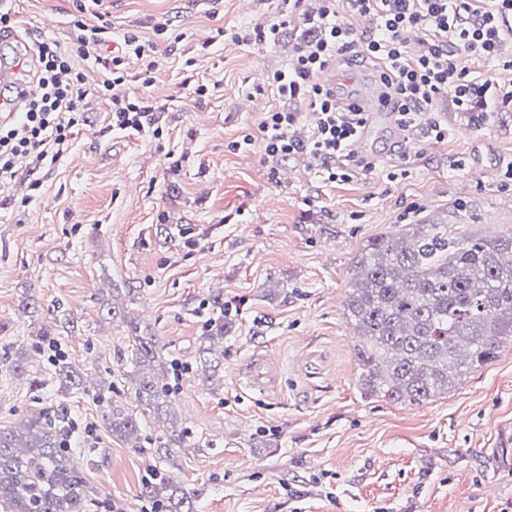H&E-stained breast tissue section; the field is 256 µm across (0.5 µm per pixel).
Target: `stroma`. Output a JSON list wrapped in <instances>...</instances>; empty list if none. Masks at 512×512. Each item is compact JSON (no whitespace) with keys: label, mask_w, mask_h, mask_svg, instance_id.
<instances>
[{"label":"stroma","mask_w":512,"mask_h":512,"mask_svg":"<svg viewBox=\"0 0 512 512\" xmlns=\"http://www.w3.org/2000/svg\"><path fill=\"white\" fill-rule=\"evenodd\" d=\"M23 35L75 43V19L154 43V68L128 60L125 92L154 106L141 131L111 127L109 104L88 97L67 150L38 170L20 165L0 190V430L58 401L35 390L62 352L85 377L122 373L131 357L118 306L154 333L172 363L171 410L193 439L174 449L176 484L201 489L198 512H512V347L448 395L416 404L366 394L356 337L342 302L359 251L410 224L443 223L459 241L512 229V43L501 62L463 56L489 82L475 120L438 109L448 132L418 135L412 152L383 130L367 143L375 173L324 180L298 154L265 159L266 112L298 113L290 129L311 138L304 99L279 98L264 77L284 69L319 33L320 0H10ZM287 21L294 38L251 32ZM204 93H197V86ZM499 167L472 179L473 159ZM470 182L468 194L456 191ZM194 224L192 248L164 241L161 223ZM135 297H128L127 288ZM237 312L224 360L205 377L198 348L210 295ZM52 331L54 345L37 344ZM25 345L23 375L3 369ZM278 356L277 388L251 390L253 356ZM83 452L75 462L100 498L89 512H145L139 488L159 461L148 441L112 436L92 397L69 400Z\"/></svg>","instance_id":"obj_1"}]
</instances>
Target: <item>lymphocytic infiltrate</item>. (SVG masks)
Here are the masks:
<instances>
[{"mask_svg": "<svg viewBox=\"0 0 512 512\" xmlns=\"http://www.w3.org/2000/svg\"><path fill=\"white\" fill-rule=\"evenodd\" d=\"M347 9L371 17L372 29L355 34L344 20ZM508 14H512V0H322L321 35L301 47L286 69L269 78L279 97L307 100L313 135L305 143L285 136L298 115L276 109L260 125L262 151L274 159L306 155L322 163L330 182L375 171L374 160H356L348 152L364 124V113L317 79L328 62L344 52L375 66L403 132L411 136L422 130L443 139L446 129L432 115L442 99H451L464 114L486 102L487 86L471 78L461 52L487 64L498 60L506 39L512 38V28L501 23ZM415 33L421 36L422 49L413 56L407 46ZM104 40L105 30L99 27L85 30L68 50L49 39L33 41L35 66L28 77L23 112L17 119L0 122V188L16 180L17 157L28 158L37 168L61 157L75 125L73 116L83 111L87 94L108 101L113 127L143 129L149 108L124 90V56L101 59L100 84L91 91L85 87L75 60L89 56Z\"/></svg>", "mask_w": 512, "mask_h": 512, "instance_id": "obj_1", "label": "lymphocytic infiltrate"}]
</instances>
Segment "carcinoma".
I'll list each match as a JSON object with an SVG mask.
<instances>
[{
  "label": "carcinoma",
  "mask_w": 512,
  "mask_h": 512,
  "mask_svg": "<svg viewBox=\"0 0 512 512\" xmlns=\"http://www.w3.org/2000/svg\"><path fill=\"white\" fill-rule=\"evenodd\" d=\"M160 234L187 247L200 237L193 224H165ZM353 267L344 313L359 336L354 354L369 394L410 404L446 395L504 344L512 346V232L459 243L448 237L446 224H413L404 234L371 241ZM125 320L133 369L123 376L143 411L160 416L174 401L163 346L135 318ZM234 324L223 295L212 296L200 345L204 367L215 369L224 360V350L214 346ZM52 379L64 401L31 413L16 431L0 430V512H87L96 502L73 463L74 421L65 399L74 394H92L107 428L140 447L136 415L114 396L112 383L89 387L64 359ZM190 437L171 420L158 437L159 461L169 465L171 449ZM139 497L163 512H197L196 492L160 471L141 485Z\"/></svg>",
  "instance_id": "carcinoma-1"
}]
</instances>
